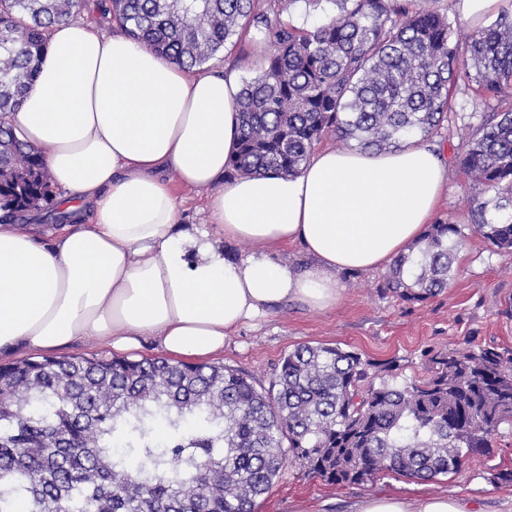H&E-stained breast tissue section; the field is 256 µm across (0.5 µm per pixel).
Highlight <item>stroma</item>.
Wrapping results in <instances>:
<instances>
[{
	"label": "stroma",
	"mask_w": 512,
	"mask_h": 512,
	"mask_svg": "<svg viewBox=\"0 0 512 512\" xmlns=\"http://www.w3.org/2000/svg\"><path fill=\"white\" fill-rule=\"evenodd\" d=\"M262 58L261 45L248 35L224 51L213 72L233 70L239 78H248ZM504 109V104L482 99L475 82L463 77L448 107V125L458 136L467 133L471 116ZM439 150L448 183L434 218L470 224V200L481 188L456 166L452 142L440 144ZM456 266L458 275L448 289L419 303L383 293L386 268L339 273L343 291L335 307L314 311L296 301L281 303L267 316L232 332L216 360L264 383L295 346L330 344L378 362L398 358L404 376L418 379L426 374V354L431 350L512 348V251L491 248L471 233L456 255ZM506 468L512 469V429L507 427L497 437L491 458L465 463L458 473L431 482L390 473L364 485L334 486L291 463L258 499L256 512H352L356 502L381 495L407 500L457 497L467 500L473 512H500L512 501V483L493 481L490 473Z\"/></svg>",
	"instance_id": "stroma-1"
}]
</instances>
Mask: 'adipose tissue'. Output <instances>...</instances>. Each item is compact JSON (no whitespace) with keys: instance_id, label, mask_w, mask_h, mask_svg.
Returning <instances> with one entry per match:
<instances>
[{"instance_id":"adipose-tissue-1","label":"adipose tissue","mask_w":512,"mask_h":512,"mask_svg":"<svg viewBox=\"0 0 512 512\" xmlns=\"http://www.w3.org/2000/svg\"><path fill=\"white\" fill-rule=\"evenodd\" d=\"M236 73L193 75L122 34L55 26L12 117L38 147L72 215L48 238L0 225V356L92 336L183 358L223 352L229 333L282 300L326 310L342 271L391 264L420 239L448 180L429 145L324 149L299 174L224 182L234 153ZM208 192L207 224L180 227L171 182ZM258 243L225 258L218 239ZM301 244L303 272L276 261ZM354 512H472L460 498L361 500Z\"/></svg>"}]
</instances>
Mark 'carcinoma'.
Masks as SVG:
<instances>
[{
	"mask_svg": "<svg viewBox=\"0 0 512 512\" xmlns=\"http://www.w3.org/2000/svg\"><path fill=\"white\" fill-rule=\"evenodd\" d=\"M297 0H93V9L186 69L255 29L267 50L236 100L224 177L294 175L334 136L385 151L447 129L459 63L484 99L512 100V16L460 41L425 0H306L325 20L282 18ZM81 0H0V224L54 196L39 151L6 117L31 87L51 28ZM455 160L483 187L472 230L512 249V109L488 112ZM458 224L437 222L389 267L382 293L422 302L455 279ZM402 382L396 361L302 344L268 385L222 364L164 357L39 356L0 365V512H255L288 463L330 485L382 473L434 481L492 454L512 427V348L439 350Z\"/></svg>",
	"mask_w": 512,
	"mask_h": 512,
	"instance_id": "cac0c4a2",
	"label": "carcinoma"
}]
</instances>
